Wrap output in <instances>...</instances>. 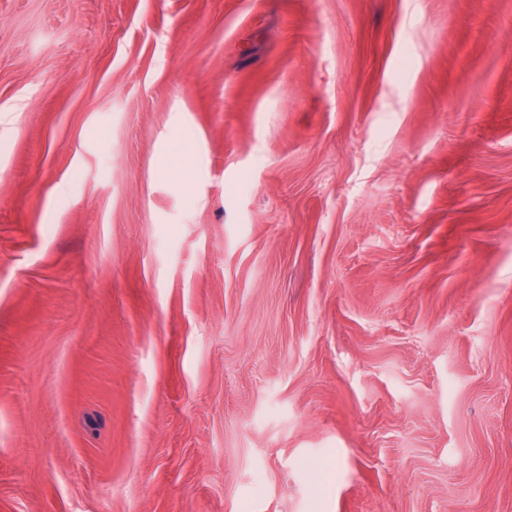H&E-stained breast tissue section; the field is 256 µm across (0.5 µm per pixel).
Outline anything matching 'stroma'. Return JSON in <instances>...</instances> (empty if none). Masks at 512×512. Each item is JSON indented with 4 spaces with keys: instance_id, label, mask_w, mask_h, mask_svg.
Wrapping results in <instances>:
<instances>
[{
    "instance_id": "stroma-1",
    "label": "stroma",
    "mask_w": 512,
    "mask_h": 512,
    "mask_svg": "<svg viewBox=\"0 0 512 512\" xmlns=\"http://www.w3.org/2000/svg\"><path fill=\"white\" fill-rule=\"evenodd\" d=\"M0 512H512V0H0Z\"/></svg>"
}]
</instances>
